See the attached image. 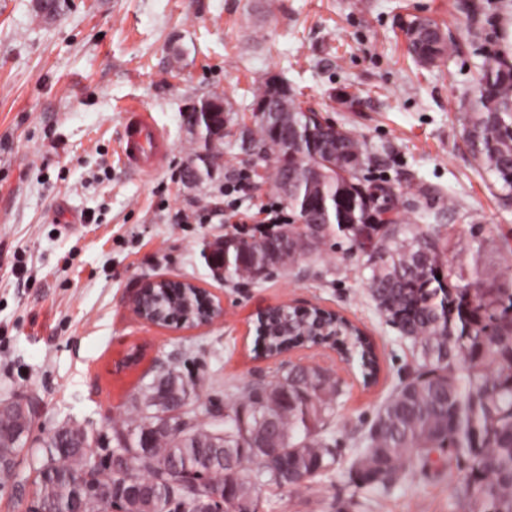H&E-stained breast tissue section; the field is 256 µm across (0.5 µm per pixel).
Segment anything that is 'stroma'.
I'll return each instance as SVG.
<instances>
[{"instance_id":"1","label":"stroma","mask_w":512,"mask_h":512,"mask_svg":"<svg viewBox=\"0 0 512 512\" xmlns=\"http://www.w3.org/2000/svg\"><path fill=\"white\" fill-rule=\"evenodd\" d=\"M485 0H61L52 19L35 0H0V399L36 396L31 439L70 424L111 434L129 395L160 367L196 386L202 407H227L235 388L319 366L343 386L333 423L336 465L299 489L264 484L261 512H458L456 476L417 471L390 492L360 487L357 442L400 385L412 353L365 286L366 258L325 254L243 286L213 277L209 247L261 228L283 205L270 164L239 138L224 141L211 178L187 183L205 148L186 122L200 97L225 93L254 127L252 91L282 76L303 106L362 139L372 182L394 186L398 218L440 233L446 257L485 280L512 282V203L480 174L459 99L488 61L464 9ZM435 20L458 44L416 66L404 33ZM148 111L168 142L156 171L133 172L117 145L126 110ZM430 188L422 198L421 188ZM481 241V255L471 246ZM188 279L224 305L208 327L140 322L129 299L147 279ZM274 304L336 311L369 336L379 371L303 345L256 355V320ZM30 447L0 485V512H21L34 473Z\"/></svg>"}]
</instances>
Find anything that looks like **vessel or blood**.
<instances>
[{
    "instance_id": "1",
    "label": "vessel or blood",
    "mask_w": 512,
    "mask_h": 512,
    "mask_svg": "<svg viewBox=\"0 0 512 512\" xmlns=\"http://www.w3.org/2000/svg\"><path fill=\"white\" fill-rule=\"evenodd\" d=\"M167 153L166 141L150 116L141 109L129 110L118 147L120 162L133 171L160 167Z\"/></svg>"
}]
</instances>
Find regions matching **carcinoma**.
<instances>
[{"label":"carcinoma","mask_w":512,"mask_h":512,"mask_svg":"<svg viewBox=\"0 0 512 512\" xmlns=\"http://www.w3.org/2000/svg\"><path fill=\"white\" fill-rule=\"evenodd\" d=\"M408 36L415 62L433 66L457 51L451 37L433 21L419 19ZM489 62L473 78L471 92L459 102L463 132L471 155L505 196H512V49L488 40ZM266 109L268 119L250 133L255 153L272 161L270 178L279 185L283 163L301 181L299 203L314 211L326 207L334 224L290 230L288 243L273 251L254 245L228 253V279H253L270 264L281 268L321 251L332 238L367 256L366 288L377 308L410 342L414 364L400 387L382 404L359 442L353 469L362 485L389 491L410 471L434 462L464 473L457 495L461 512H512V288L483 287L479 270L467 277L445 257L442 238L409 224H371L390 204L386 182L362 183L365 143L339 128L322 135V117L303 108L292 90L275 98L271 77L253 91L251 110ZM190 112L200 113L203 131L217 144L201 175L218 166L224 137L230 134L228 103L199 99ZM257 329V351L279 356L297 344L332 339L342 358L359 360L372 379L378 364L372 343L348 319L315 306H288ZM341 386L329 371L292 365L266 385L244 388L227 411L224 427L211 423L155 433L157 412L187 407L194 418V390L174 367L157 371L129 401L130 417L112 427V453L132 454L131 468L112 473V482L130 481L157 491L154 512H193L208 488L228 485L224 512H260L259 486L295 489L328 473L336 462L327 436L335 418ZM32 420L19 414L0 416V452L24 445L16 437ZM90 433L62 425L35 446V505L68 512L84 493L71 477L97 466ZM188 472L208 482L195 489L182 484Z\"/></svg>","instance_id":"1"}]
</instances>
